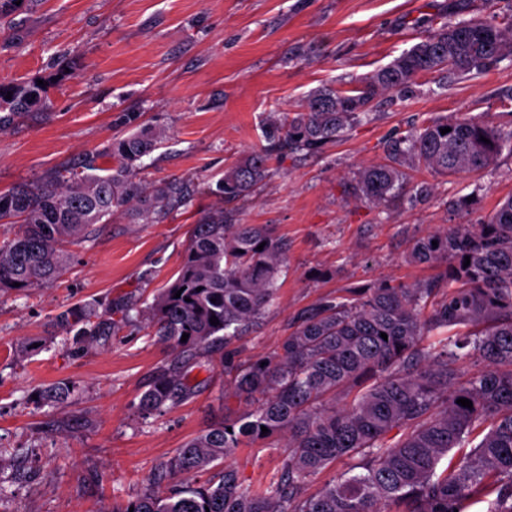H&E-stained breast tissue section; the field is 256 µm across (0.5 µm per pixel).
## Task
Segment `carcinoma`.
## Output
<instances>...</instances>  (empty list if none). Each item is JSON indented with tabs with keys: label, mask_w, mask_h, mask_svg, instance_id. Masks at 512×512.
Listing matches in <instances>:
<instances>
[{
	"label": "carcinoma",
	"mask_w": 512,
	"mask_h": 512,
	"mask_svg": "<svg viewBox=\"0 0 512 512\" xmlns=\"http://www.w3.org/2000/svg\"><path fill=\"white\" fill-rule=\"evenodd\" d=\"M506 56H512V12L450 20L361 85L319 89L300 112L269 113L262 125L267 145L224 168L209 192L228 204L244 199L265 180L273 158L336 142L369 117L379 93L407 90L421 73L450 78L486 71ZM41 92L36 81L0 83V131L36 105ZM444 128L450 132L441 134ZM160 139L143 129L100 155L111 160L108 166L87 157L35 185L0 192V223L20 225L0 243V289L58 279L65 269L60 246L88 236L132 202L148 223L185 205V183L135 180L137 161ZM506 146L512 148V128L435 118L391 137L386 161L360 168L353 190L383 207L401 197L413 204L432 187L410 185L409 171L425 167L446 178L487 170ZM287 252L270 225L234 224L222 209L192 225L175 280L147 308L153 335L168 345L175 366L148 382L136 407L141 418L196 393L193 368L264 315ZM406 259L437 274L325 298L298 318L272 355L244 365L224 359L231 376L224 399L252 410L187 441L121 512H465L476 495L485 512H512V197L482 224L415 238ZM132 310L123 299L100 309L75 304L58 312L54 325L91 346L109 341ZM213 316L219 324L210 323ZM471 360L481 369L466 375L460 364ZM71 391L59 382L43 399L53 403ZM460 398L472 407L459 405ZM271 437L285 448L282 471L276 483L256 488L228 459L244 442ZM466 447L468 453L441 468L450 451ZM342 457L352 460L347 472L304 493L309 478ZM208 472L206 481L196 480Z\"/></svg>",
	"instance_id": "cac0c4a2"
}]
</instances>
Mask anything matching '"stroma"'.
<instances>
[{
	"mask_svg": "<svg viewBox=\"0 0 512 512\" xmlns=\"http://www.w3.org/2000/svg\"><path fill=\"white\" fill-rule=\"evenodd\" d=\"M512 0H23L0 22V83L43 81L45 105L0 131V191L36 182L114 138L162 131L141 180L174 179L192 202L154 222L123 213L66 244L57 282L0 290V512H113L140 496L157 466L191 437L247 404L225 400L222 367L198 371L190 400L139 418L151 376L173 365L140 312L170 285L188 232L220 201L208 188L225 167L264 146L261 123L297 112L317 89L359 86L451 18L486 19ZM512 127V57L483 73L417 77L410 92L376 96L368 120L314 153L272 162L255 194L233 206L237 224H269L288 244V270L235 362L272 353L298 315L324 298L385 282L410 285L434 270L406 263L415 237L479 224L512 197V151L494 168L443 180L414 204L382 208L349 193L364 165L383 161L396 133L433 118ZM471 197L469 206L458 199ZM125 298L137 309L108 345L76 350L52 324L73 304ZM69 399L45 404L56 382ZM284 450L267 441L238 448L241 475L278 478Z\"/></svg>",
	"mask_w": 512,
	"mask_h": 512,
	"instance_id": "1",
	"label": "stroma"
}]
</instances>
